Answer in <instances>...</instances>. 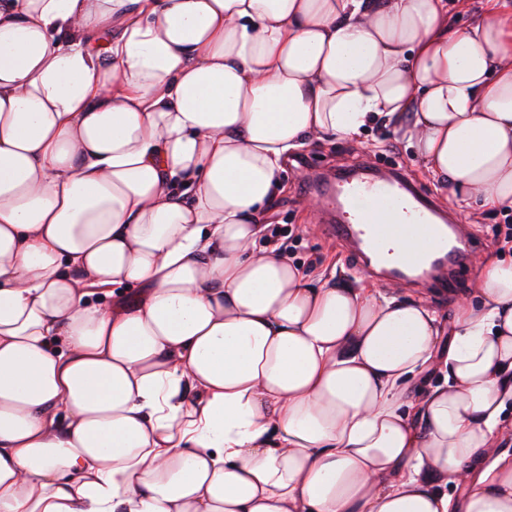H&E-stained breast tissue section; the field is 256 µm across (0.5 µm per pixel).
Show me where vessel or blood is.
I'll return each instance as SVG.
<instances>
[{
  "label": "vessel or blood",
  "mask_w": 512,
  "mask_h": 512,
  "mask_svg": "<svg viewBox=\"0 0 512 512\" xmlns=\"http://www.w3.org/2000/svg\"><path fill=\"white\" fill-rule=\"evenodd\" d=\"M305 191L340 201L342 216L327 225L326 234L355 258L357 268L369 278L392 276L417 282L443 299L460 287L469 253L482 246L478 238L449 234L447 225L434 223L431 207L395 172L377 178L341 175L326 186L306 184ZM389 213L396 215V222H385ZM409 235L420 236L423 248L396 254L393 242Z\"/></svg>",
  "instance_id": "obj_1"
}]
</instances>
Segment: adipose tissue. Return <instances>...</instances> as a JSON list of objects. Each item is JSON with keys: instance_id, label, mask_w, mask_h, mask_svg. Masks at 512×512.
Segmentation results:
<instances>
[{"instance_id": "adipose-tissue-1", "label": "adipose tissue", "mask_w": 512, "mask_h": 512, "mask_svg": "<svg viewBox=\"0 0 512 512\" xmlns=\"http://www.w3.org/2000/svg\"><path fill=\"white\" fill-rule=\"evenodd\" d=\"M379 121L512 206L505 0H0V512H512V258L442 350L262 240L288 153Z\"/></svg>"}]
</instances>
